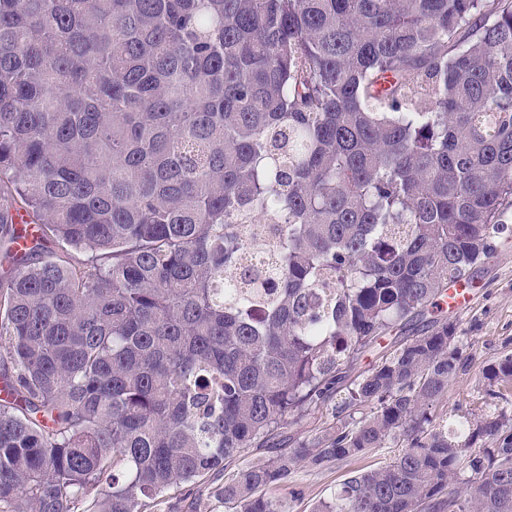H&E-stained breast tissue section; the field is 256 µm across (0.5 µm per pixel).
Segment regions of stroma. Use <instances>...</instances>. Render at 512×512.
Segmentation results:
<instances>
[{
	"mask_svg": "<svg viewBox=\"0 0 512 512\" xmlns=\"http://www.w3.org/2000/svg\"><path fill=\"white\" fill-rule=\"evenodd\" d=\"M473 301L461 311L449 310L447 303L434 309L435 318L458 325L463 338L461 362L440 411L464 417L478 406L482 374L502 355L512 353V239L481 264L471 288ZM338 398L311 406L301 417H289L268 443L248 448L239 458L225 462L223 471L212 472L187 487L171 490L164 501L147 512H227L223 499L214 493L244 465L267 461L277 449L292 448L303 440L323 436L336 423ZM401 450L399 442L338 460L321 467L299 463L288 485L265 488L266 497L280 501L284 512H312L354 474L391 463Z\"/></svg>",
	"mask_w": 512,
	"mask_h": 512,
	"instance_id": "35a3bbf8",
	"label": "stroma"
}]
</instances>
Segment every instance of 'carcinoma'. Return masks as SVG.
Wrapping results in <instances>:
<instances>
[{"label": "carcinoma", "mask_w": 512, "mask_h": 512, "mask_svg": "<svg viewBox=\"0 0 512 512\" xmlns=\"http://www.w3.org/2000/svg\"><path fill=\"white\" fill-rule=\"evenodd\" d=\"M511 223L512 0H0V512H144L223 468ZM458 339L402 341L348 383L369 415L224 503L283 512L298 462L400 439L314 512H512V354L439 420Z\"/></svg>", "instance_id": "cac0c4a2"}]
</instances>
